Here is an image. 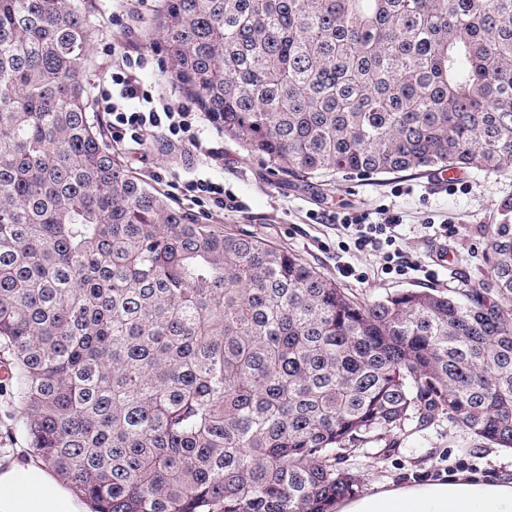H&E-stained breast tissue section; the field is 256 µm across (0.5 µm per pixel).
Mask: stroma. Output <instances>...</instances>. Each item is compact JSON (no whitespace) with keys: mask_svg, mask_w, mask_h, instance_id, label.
<instances>
[{"mask_svg":"<svg viewBox=\"0 0 512 512\" xmlns=\"http://www.w3.org/2000/svg\"><path fill=\"white\" fill-rule=\"evenodd\" d=\"M160 0H97L103 32L92 39L87 79L92 97L112 86V43L118 33L130 34L136 45L152 39V16ZM168 56L157 45L154 60L143 75L153 96L178 106L185 96L168 76ZM129 167L141 178L166 171L182 181L193 176L223 183L244 205L225 213L224 227L266 238L299 254L325 276L361 297L375 299L408 289H436L454 296L467 293L485 278L487 238L484 227L499 221L503 200L512 197V170L488 175L467 169L455 183L441 182L437 172L412 176H380L373 180L336 177L331 184L273 172L233 140L224 142L223 167L206 168L186 151L169 150L160 135L150 136L145 150ZM368 214L378 222L400 216L396 245L413 261V268L386 269L383 251L360 250L333 215ZM322 215L323 223L312 220ZM448 228L451 248L447 261L436 259L433 228ZM17 412L0 393V462L27 456V441L16 431ZM344 467L357 476L361 493L375 487L438 480L451 473L494 470L512 479V448L478 439L439 414L426 422L406 420L400 429L348 453Z\"/></svg>","mask_w":512,"mask_h":512,"instance_id":"obj_1","label":"stroma"}]
</instances>
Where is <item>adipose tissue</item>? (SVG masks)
<instances>
[{"instance_id":"adipose-tissue-1","label":"adipose tissue","mask_w":512,"mask_h":512,"mask_svg":"<svg viewBox=\"0 0 512 512\" xmlns=\"http://www.w3.org/2000/svg\"><path fill=\"white\" fill-rule=\"evenodd\" d=\"M338 512H512V481L453 476L341 502ZM0 512H89L69 485L32 463L0 466Z\"/></svg>"}]
</instances>
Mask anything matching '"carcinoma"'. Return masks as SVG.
Listing matches in <instances>:
<instances>
[{
  "label": "carcinoma",
  "mask_w": 512,
  "mask_h": 512,
  "mask_svg": "<svg viewBox=\"0 0 512 512\" xmlns=\"http://www.w3.org/2000/svg\"><path fill=\"white\" fill-rule=\"evenodd\" d=\"M95 0H0V353L93 512H334L343 452L436 414L512 448V198L467 302L363 301L203 224L90 121ZM169 73L282 175L512 167V0H161Z\"/></svg>",
  "instance_id": "obj_1"
}]
</instances>
